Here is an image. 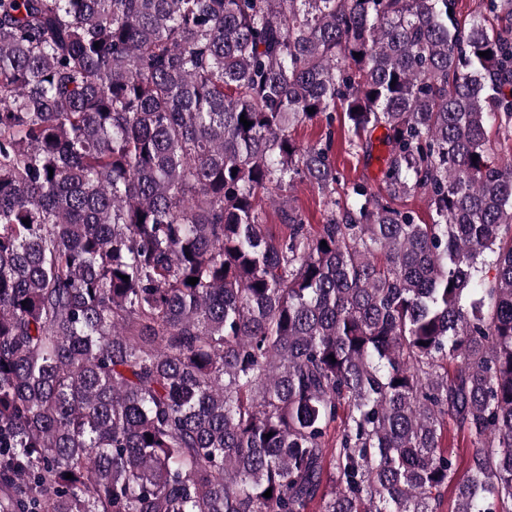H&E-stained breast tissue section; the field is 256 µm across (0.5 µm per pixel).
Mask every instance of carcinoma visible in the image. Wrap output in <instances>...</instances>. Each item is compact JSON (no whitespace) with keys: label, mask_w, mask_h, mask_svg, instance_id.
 <instances>
[{"label":"carcinoma","mask_w":512,"mask_h":512,"mask_svg":"<svg viewBox=\"0 0 512 512\" xmlns=\"http://www.w3.org/2000/svg\"><path fill=\"white\" fill-rule=\"evenodd\" d=\"M482 4L0 0V512H512V0ZM337 111L357 152L384 130L380 187L292 139ZM286 194H290L293 206L303 214L306 224H311L316 230L319 224L324 223L327 208L316 185L308 180L297 181Z\"/></svg>","instance_id":"obj_1"}]
</instances>
